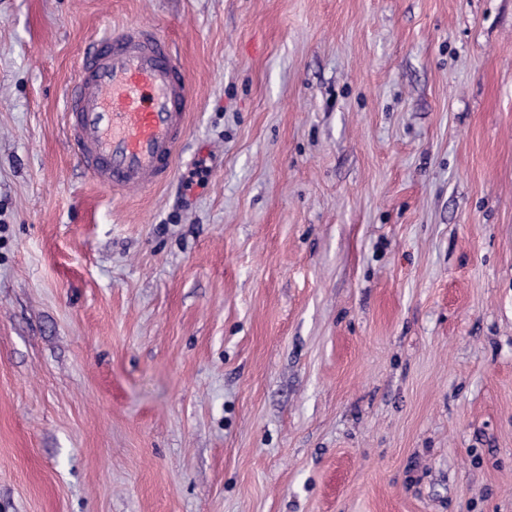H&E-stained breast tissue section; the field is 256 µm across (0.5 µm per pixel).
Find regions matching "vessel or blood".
<instances>
[{
	"label": "vessel or blood",
	"mask_w": 512,
	"mask_h": 512,
	"mask_svg": "<svg viewBox=\"0 0 512 512\" xmlns=\"http://www.w3.org/2000/svg\"><path fill=\"white\" fill-rule=\"evenodd\" d=\"M191 89L167 36L126 27L96 40L64 99L73 154L104 189L149 190L174 171Z\"/></svg>",
	"instance_id": "b4317fda"
}]
</instances>
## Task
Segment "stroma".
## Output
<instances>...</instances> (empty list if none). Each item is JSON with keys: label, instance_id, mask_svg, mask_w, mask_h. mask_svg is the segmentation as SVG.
<instances>
[{"label": "stroma", "instance_id": "stroma-1", "mask_svg": "<svg viewBox=\"0 0 512 512\" xmlns=\"http://www.w3.org/2000/svg\"><path fill=\"white\" fill-rule=\"evenodd\" d=\"M131 25L191 107L112 192ZM0 512H512V0H0ZM191 89L167 36L125 27L96 40L64 99L73 154L106 190H150L174 171Z\"/></svg>", "mask_w": 512, "mask_h": 512}]
</instances>
